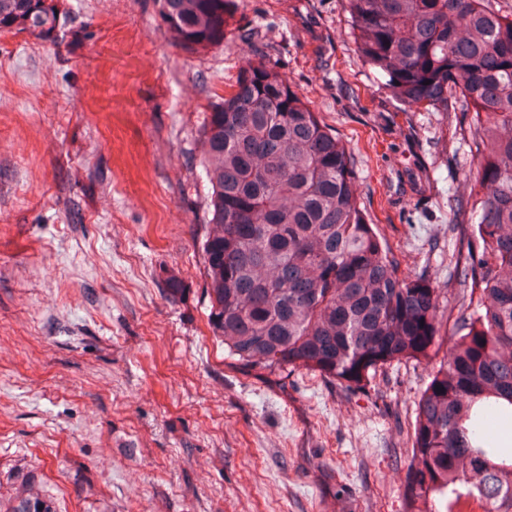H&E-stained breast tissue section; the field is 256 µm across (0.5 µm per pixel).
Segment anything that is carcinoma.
<instances>
[{
  "mask_svg": "<svg viewBox=\"0 0 512 512\" xmlns=\"http://www.w3.org/2000/svg\"><path fill=\"white\" fill-rule=\"evenodd\" d=\"M173 46L224 43L235 0H156ZM355 44L409 112H470L478 166L466 197L475 251L458 284V336L416 409L409 512H512V4L346 0ZM59 0H0V32L64 38ZM430 84H425V81ZM210 214L200 246L208 323L244 367L308 368L347 389L439 334V289L403 276L357 198L345 145L261 56L201 123ZM21 479L0 512H57Z\"/></svg>",
  "mask_w": 512,
  "mask_h": 512,
  "instance_id": "carcinoma-1",
  "label": "carcinoma"
}]
</instances>
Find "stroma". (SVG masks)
I'll return each instance as SVG.
<instances>
[{
    "label": "stroma",
    "mask_w": 512,
    "mask_h": 512,
    "mask_svg": "<svg viewBox=\"0 0 512 512\" xmlns=\"http://www.w3.org/2000/svg\"><path fill=\"white\" fill-rule=\"evenodd\" d=\"M64 3L60 46L0 34V495L27 473L58 512H405L462 301L468 114L404 111L344 0H236L193 55L154 0ZM258 50L345 145L401 273L441 289L429 357L360 389L242 367L208 324L198 128Z\"/></svg>",
    "instance_id": "35a3bbf8"
}]
</instances>
